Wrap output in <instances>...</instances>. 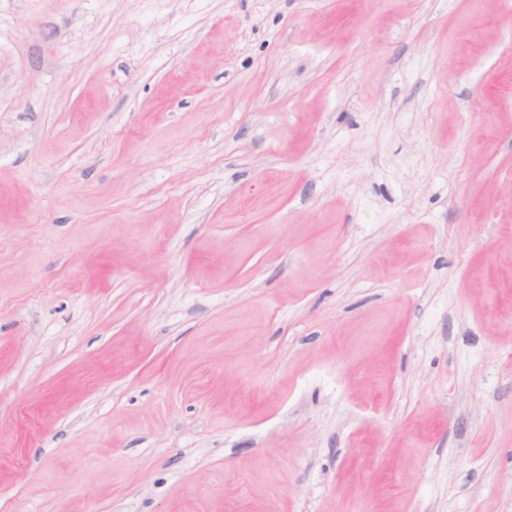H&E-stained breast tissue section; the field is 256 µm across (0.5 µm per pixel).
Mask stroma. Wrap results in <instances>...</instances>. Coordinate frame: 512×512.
Here are the masks:
<instances>
[{
  "label": "stroma",
  "instance_id": "obj_1",
  "mask_svg": "<svg viewBox=\"0 0 512 512\" xmlns=\"http://www.w3.org/2000/svg\"><path fill=\"white\" fill-rule=\"evenodd\" d=\"M0 512H512V0H0Z\"/></svg>",
  "mask_w": 512,
  "mask_h": 512
}]
</instances>
